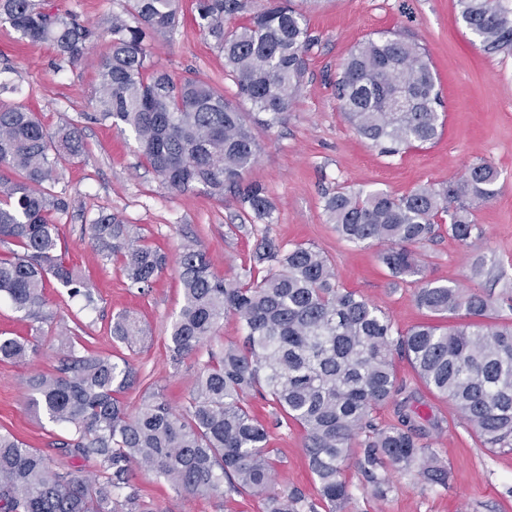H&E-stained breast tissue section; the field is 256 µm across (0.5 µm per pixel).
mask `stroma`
Wrapping results in <instances>:
<instances>
[{"label": "stroma", "instance_id": "35a3bbf8", "mask_svg": "<svg viewBox=\"0 0 512 512\" xmlns=\"http://www.w3.org/2000/svg\"><path fill=\"white\" fill-rule=\"evenodd\" d=\"M123 2L46 0L50 10L71 12L99 29L121 12ZM177 4L179 25L152 43V63L176 75L196 73L234 98L236 85L224 74L223 54L195 20V0ZM307 20L315 43L307 54L299 94L282 124L252 126L260 153L245 179L267 190L274 205L267 224L247 218L233 195L219 200L199 189H167L132 133H118L110 124L88 118V96L98 83L95 68H57L50 45L29 43L0 22V82L9 86L8 92H0V102L26 106L51 128L78 124L86 146L85 154L63 169L61 186L71 206L59 230L62 254L82 273L94 306L69 297L53 280L45 288L47 319L42 323L30 322L7 299H0V336H21L36 347L25 362H0V429L40 449L50 463L61 461L57 447L64 432L28 408L27 380L61 365L66 349L57 335L62 329H69L76 345L103 357L126 358L141 370L145 382L119 395L132 411L149 387L180 410L209 351L242 344L244 332L230 316L209 351L186 359L180 368L171 366L167 344L182 305L175 261L188 239H196L213 272L228 279L252 263L261 236L315 246L331 260L337 283L387 313L399 330L427 321L415 301L413 277H394L382 264L383 245H354L327 223L323 197L342 186L400 197L423 185L458 179L470 164H494L501 174L499 193L476 214L482 238L464 247L442 224L417 252L425 277L491 295L496 320L512 322V55L485 54L462 23L457 0H321L308 10ZM394 33L410 36L426 49L443 101L444 125L433 143L390 157L360 139L345 120L336 81L355 44ZM102 211L139 225L146 242L166 254L169 264L149 292L126 288L117 263L89 245L87 228ZM480 259L486 262L484 272L472 277L471 267ZM123 312L137 317L146 329L142 342L132 348L110 332L113 318ZM396 370L399 382L413 394L410 406L420 414L421 441L447 467L448 484L432 487L418 471H393L387 497L377 501L352 461L345 477L355 512H512V452L482 448L452 404L430 392L406 359L397 358ZM248 401L269 430L276 488L298 489L308 500L319 501L304 452V431L295 423H281L279 413L259 395ZM129 489L153 512H262L258 499L246 494H176L136 465L130 469Z\"/></svg>", "mask_w": 512, "mask_h": 512}]
</instances>
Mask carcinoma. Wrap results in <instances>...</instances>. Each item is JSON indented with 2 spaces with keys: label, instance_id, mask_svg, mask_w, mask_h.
Returning <instances> with one entry per match:
<instances>
[{
  "label": "carcinoma",
  "instance_id": "cac0c4a2",
  "mask_svg": "<svg viewBox=\"0 0 512 512\" xmlns=\"http://www.w3.org/2000/svg\"><path fill=\"white\" fill-rule=\"evenodd\" d=\"M466 29L488 54L512 50V6L506 0H458ZM248 14L246 23L224 20ZM198 25L224 55V73L238 96L270 128L281 123L299 93L307 52L315 38L304 13L281 0L248 9V0H197ZM0 22L32 43H48L58 66L87 58L101 33L44 0H0ZM178 24L175 0H125L107 20V50L95 59L98 85L92 118L135 135L139 150L171 191L197 188L212 196L234 194L252 221H267L274 206L266 189L243 185L260 146L247 113L212 84L175 78L149 63L153 41ZM340 108L355 132L392 156L433 142L441 106L425 50L398 34L353 46L337 82ZM83 154L73 124L51 129L21 106L0 105V243L16 250L0 258V296L24 317L45 319L46 281L91 305L86 283L58 253V221L68 214L66 190H56L64 165ZM500 173L488 163L468 167L457 180L419 187L402 197L384 190L339 187L324 196L323 211L336 233L355 245L384 243L382 263L394 276L419 273L413 247L429 240L434 224L470 247L483 231L476 211L498 193ZM88 242L119 264L126 287L143 294L166 269L167 257L146 244L139 227L100 212L88 225ZM254 265L241 278L216 276L197 241L181 244L177 273L183 304L171 327L174 368L197 354L234 316L242 345L208 352L195 387L179 412L151 391L130 413L116 394L139 379L127 360L117 363L70 346L65 363L29 378L36 412L67 432L59 450L93 459L99 472L79 476L52 465L36 448L0 431V512H150L138 496H121L134 464L168 482L179 495L210 497L229 490L259 498L264 512H317L297 490H276L269 431L252 415L246 397L256 392L306 433L305 451L323 512H348L353 500L343 466L353 449L371 494L387 496L390 479L377 472L420 468L432 487L448 483V470L419 443L415 416L379 424L374 413L396 396H411L396 377L394 360L406 357L423 383L450 401L485 448L512 450V323L492 321L489 294L420 279L418 306L451 321L422 324L405 333L367 299L336 283L323 252L302 243L288 247L263 237ZM112 335L131 347L143 335L140 321L119 315ZM35 348L22 338L0 337V360L21 362Z\"/></svg>",
  "mask_w": 512,
  "mask_h": 512
}]
</instances>
